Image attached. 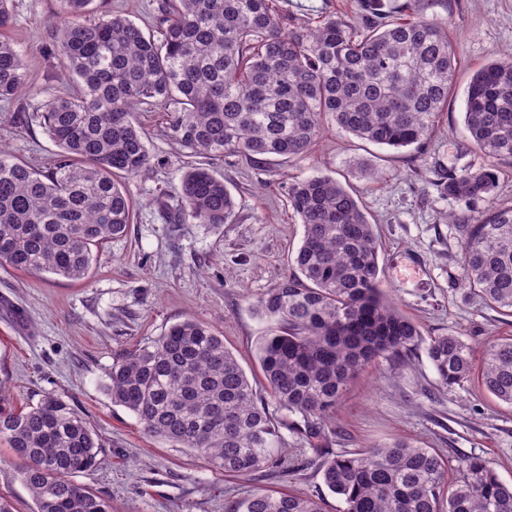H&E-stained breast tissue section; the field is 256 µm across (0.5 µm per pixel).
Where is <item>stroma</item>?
I'll return each instance as SVG.
<instances>
[{
    "instance_id": "1",
    "label": "stroma",
    "mask_w": 512,
    "mask_h": 512,
    "mask_svg": "<svg viewBox=\"0 0 512 512\" xmlns=\"http://www.w3.org/2000/svg\"><path fill=\"white\" fill-rule=\"evenodd\" d=\"M284 15L316 24L328 14L360 20V0H280ZM10 38L25 56L27 90L0 102V144L28 165L45 169L57 151L40 124V109L69 89L53 54L64 20L57 0H12ZM421 13L448 27L458 68L455 88L423 151H395L364 142L326 123L317 144L286 160L238 156L211 160L239 202L232 223L214 227L175 221L171 210L183 173L201 158L163 134L161 112L140 116L151 167L123 179L136 211L125 236L101 246L86 279L30 274L0 266V384L23 407L47 393L67 401L96 431L104 462L78 483L112 512H227L255 488L341 504L317 470L321 457L406 439L438 450L451 463L489 460L512 483V407L476 382L443 387L425 351L398 365L381 360L359 372L337 403L321 449L302 434L301 416L278 410L255 358L267 324L257 298L292 271L303 228L288 209L287 187L297 177L330 174L356 194L374 224L383 268L381 287L424 335L460 334L475 351L512 336V314L464 289L456 216L476 222L489 203L512 205V162L488 161L464 140L468 83L481 66L512 59V0H423ZM494 164L490 202L468 205L432 184L436 166L464 169ZM192 318L215 328L238 358L258 399L281 420L277 449L287 476L262 470L248 477L216 469L186 448L143 434L137 418L113 404L107 386L114 357L156 339ZM24 460L0 443V497L14 512H33L21 479Z\"/></svg>"
}]
</instances>
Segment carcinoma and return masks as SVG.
<instances>
[{"label": "carcinoma", "instance_id": "carcinoma-1", "mask_svg": "<svg viewBox=\"0 0 512 512\" xmlns=\"http://www.w3.org/2000/svg\"><path fill=\"white\" fill-rule=\"evenodd\" d=\"M93 0H60L56 52L75 89L46 102L40 123L58 147L39 171L0 147V265L82 280L93 251L133 223L119 177L151 167L137 110L164 113V135L210 159L298 157L328 117L355 137L393 149H422L448 111L457 57L448 30L418 16L422 0H361V22L328 16L316 26L279 13L276 0H162L155 30L121 14L92 15ZM0 0V101L28 83L23 53L1 34L13 20ZM464 125L488 158L512 160V60L478 69L466 93ZM453 199L484 201L492 165L434 170ZM303 227L295 271L258 297L268 323L256 358L279 407L298 414L309 442L328 436L327 419L349 381L379 359L406 362L423 341L417 324L382 293L379 243L359 199L326 173L288 184ZM224 178L204 165L182 176L178 218L216 227L235 217ZM464 285L512 310V206L458 225ZM442 385L473 373L461 336L426 348ZM481 386L512 406V338L482 352ZM112 403L132 412L144 435L200 454L247 476L277 467L275 419L224 337L186 318L152 343L126 350L110 372ZM0 439L28 460L22 477L36 512H112L75 482L99 466L102 444L66 401L47 393L19 409L0 385ZM450 462L406 440L334 456L321 465L343 512H512V484L491 462ZM228 512H322L312 498L255 489Z\"/></svg>", "mask_w": 512, "mask_h": 512}]
</instances>
